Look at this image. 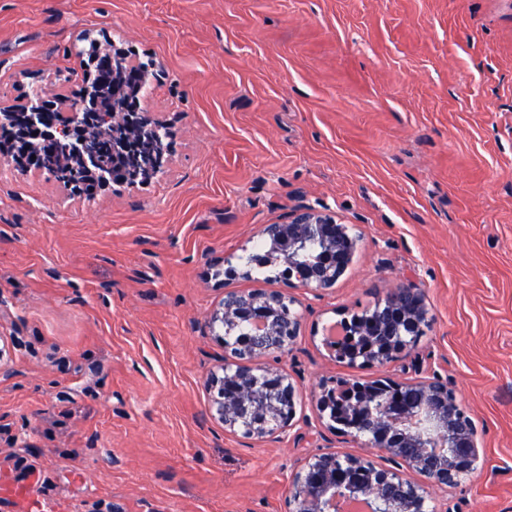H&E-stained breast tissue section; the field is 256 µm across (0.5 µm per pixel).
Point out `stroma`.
Masks as SVG:
<instances>
[{"label":"stroma","mask_w":512,"mask_h":512,"mask_svg":"<svg viewBox=\"0 0 512 512\" xmlns=\"http://www.w3.org/2000/svg\"><path fill=\"white\" fill-rule=\"evenodd\" d=\"M88 31L160 64L139 98L170 123L169 171L86 196L0 165V479L37 512H289L305 457L363 451L312 392L376 372L326 329L409 281L427 324L384 373L446 381L481 446L429 505L512 512V0H0V104L78 89ZM305 208L360 237L328 291L248 261ZM250 289L302 317L263 359L296 416L261 441L205 389L224 359L206 318Z\"/></svg>","instance_id":"obj_1"}]
</instances>
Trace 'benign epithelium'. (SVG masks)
Wrapping results in <instances>:
<instances>
[{
  "mask_svg": "<svg viewBox=\"0 0 512 512\" xmlns=\"http://www.w3.org/2000/svg\"><path fill=\"white\" fill-rule=\"evenodd\" d=\"M98 56L92 59L94 78L77 93L57 95L65 101L59 109L55 99L40 92L25 101L7 106L35 133L27 144L34 155L19 166L23 172L36 170L48 175L67 190L76 193L77 179L92 173L83 161L57 152L46 155L43 142L69 143L75 132L81 134L84 157L102 151L96 135L112 129V156L128 162L125 175L103 176L100 186L111 183L135 187L167 173V144L171 131L160 112L139 107L131 110L113 104L112 110L84 112L89 99H96L112 70V90L125 87L129 77L139 78V61L116 51L112 38L102 33L94 39ZM259 235L271 241L275 260L288 267V280L305 290L326 291L351 265L358 244L348 225L330 214L304 209L286 224H264ZM293 297L278 290L227 291L224 300L207 320V326L224 344V363L206 380L210 395L211 418L224 429L247 438L263 440L287 432L295 417L298 388L282 367H260L258 358L277 353L281 356L299 335L301 316L294 310ZM384 310L392 315L389 324L380 319L360 330L365 348L356 346L353 336L332 344L336 357L354 368L383 367L406 352L402 347L408 329H415L427 318L420 289L402 284L390 290ZM249 322L257 331L245 341L232 343V329ZM393 390V397L379 409L347 394L353 385L348 379L323 381L313 392L321 419L343 427L347 435L374 448L382 458L398 463L387 468L374 460L356 455L324 452L305 458L294 474L293 512H333L339 495L351 501L369 499L374 512H429L428 488H446L474 472L481 460L477 428L462 410L455 390L437 378L412 384L382 377ZM419 392L417 404H404L402 392Z\"/></svg>",
  "mask_w": 512,
  "mask_h": 512,
  "instance_id": "1",
  "label": "benign epithelium"
}]
</instances>
